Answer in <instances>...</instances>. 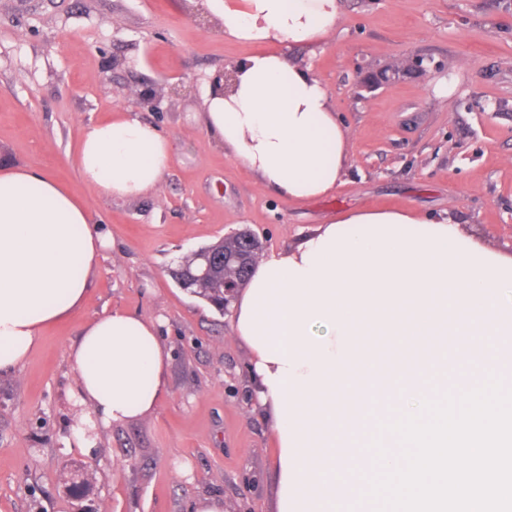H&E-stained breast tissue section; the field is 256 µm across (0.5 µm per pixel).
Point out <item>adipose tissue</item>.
<instances>
[{
  "label": "adipose tissue",
  "instance_id": "adipose-tissue-1",
  "mask_svg": "<svg viewBox=\"0 0 512 512\" xmlns=\"http://www.w3.org/2000/svg\"><path fill=\"white\" fill-rule=\"evenodd\" d=\"M228 38L266 49L235 62L207 93L203 125L258 185L298 201L332 194L351 132L325 85L279 45L326 44L343 0H201ZM169 140L129 110L86 126L82 181L115 197L157 190ZM111 245L76 193L45 174L0 168V373L26 360L45 328L77 313ZM258 405L275 446V512H345L348 470L376 422L398 420L400 388L464 364L512 377V257L450 220L364 207L258 260L232 303ZM77 397L102 425L154 411L168 355L154 321L121 309L80 333Z\"/></svg>",
  "mask_w": 512,
  "mask_h": 512
}]
</instances>
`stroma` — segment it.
Wrapping results in <instances>:
<instances>
[{
    "label": "stroma",
    "instance_id": "1",
    "mask_svg": "<svg viewBox=\"0 0 512 512\" xmlns=\"http://www.w3.org/2000/svg\"><path fill=\"white\" fill-rule=\"evenodd\" d=\"M262 49L226 39L194 0H0V164L72 189L116 244L82 309L0 375V512H192L204 497L272 512L273 443L248 353L230 314L172 278L190 253L243 228L276 253L361 207L445 217L512 253V0H345L327 45L292 48L352 132L342 184L316 200L261 189L202 124L211 77ZM408 55L423 75L360 89ZM148 87L163 111L138 104ZM119 108L171 143L157 191L116 198L80 179L84 128ZM116 308L160 321L167 395L81 443L69 351Z\"/></svg>",
    "mask_w": 512,
    "mask_h": 512
}]
</instances>
